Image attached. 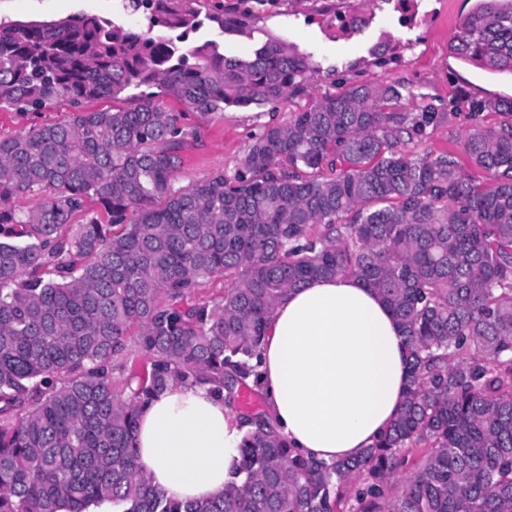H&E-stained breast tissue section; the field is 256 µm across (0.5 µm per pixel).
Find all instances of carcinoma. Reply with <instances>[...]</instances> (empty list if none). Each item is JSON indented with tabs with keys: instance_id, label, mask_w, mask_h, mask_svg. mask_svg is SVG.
Instances as JSON below:
<instances>
[{
	"instance_id": "obj_1",
	"label": "carcinoma",
	"mask_w": 512,
	"mask_h": 512,
	"mask_svg": "<svg viewBox=\"0 0 512 512\" xmlns=\"http://www.w3.org/2000/svg\"><path fill=\"white\" fill-rule=\"evenodd\" d=\"M122 2L146 29L86 13L0 23V104L74 109L0 138V512H512V122L467 136L479 181L451 153L402 150L432 115L400 110L397 85H352L264 128L233 176L176 189L185 113L277 104L313 68L274 36L247 58L194 41L206 20L251 33L265 0L203 20L197 0ZM450 53L512 75V0H475ZM132 89L130 108L86 109ZM475 111L512 114V97ZM24 193L44 201L18 212ZM90 202L112 223H70ZM217 275L223 299H198ZM339 276L402 327L395 421L326 463L294 453L270 412H241L224 491L166 497L138 465L141 403L181 383L237 408L275 305ZM132 344L146 361L120 390Z\"/></svg>"
}]
</instances>
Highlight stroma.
<instances>
[{"label": "stroma", "mask_w": 512, "mask_h": 512, "mask_svg": "<svg viewBox=\"0 0 512 512\" xmlns=\"http://www.w3.org/2000/svg\"><path fill=\"white\" fill-rule=\"evenodd\" d=\"M122 0H0V21H54L80 13L122 20L132 27L145 24L143 15L128 14ZM474 0H280L260 12L255 28L288 42L310 55L315 71L312 96L338 93L355 84L392 82L401 88L404 110L433 112L422 133L407 138L404 149L413 157L444 151L462 153L467 134L512 121L500 112H478L477 100L491 95L512 96V76L494 73L455 58L450 45ZM357 15L365 24L342 32L332 15ZM302 98L281 102L274 109L257 108L251 115L191 114L189 143L175 176L182 188L208 179L215 172L233 175L241 168L252 137L268 122L288 123ZM67 103L58 101L37 112L0 107V138L29 127L68 118Z\"/></svg>", "instance_id": "obj_1"}]
</instances>
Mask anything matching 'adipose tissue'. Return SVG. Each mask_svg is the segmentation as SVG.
I'll use <instances>...</instances> for the list:
<instances>
[{
	"mask_svg": "<svg viewBox=\"0 0 512 512\" xmlns=\"http://www.w3.org/2000/svg\"><path fill=\"white\" fill-rule=\"evenodd\" d=\"M405 359L401 327L375 291L355 278H320L272 310L259 386L291 448L312 460L351 459L397 417ZM242 436L223 398L177 385L141 408L135 446L153 486L175 500H203L223 491Z\"/></svg>",
	"mask_w": 512,
	"mask_h": 512,
	"instance_id": "adipose-tissue-1",
	"label": "adipose tissue"
}]
</instances>
